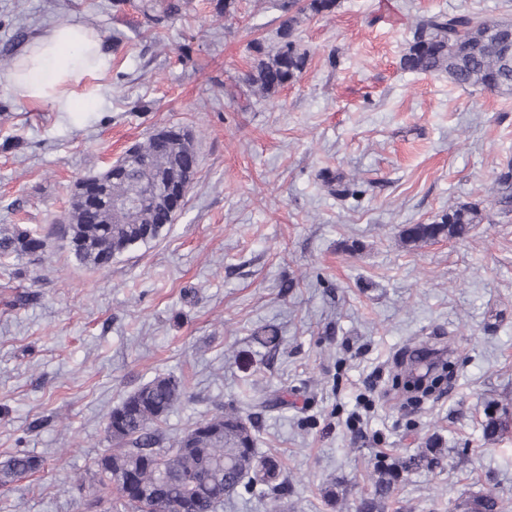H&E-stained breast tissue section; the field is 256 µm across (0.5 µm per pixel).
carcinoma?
Returning <instances> with one entry per match:
<instances>
[{
	"label": "carcinoma",
	"mask_w": 512,
	"mask_h": 512,
	"mask_svg": "<svg viewBox=\"0 0 512 512\" xmlns=\"http://www.w3.org/2000/svg\"><path fill=\"white\" fill-rule=\"evenodd\" d=\"M184 0H163V18L179 15ZM337 0H282L288 14L273 50L258 42L250 71L242 82L261 94L271 95L299 79L307 62L296 34V15H323L336 9ZM512 24L490 21L475 11L434 13L420 18L413 39L400 59L404 71L448 75L457 86L474 91L512 92ZM132 150L149 159L134 165L122 157L111 170L79 180L67 222L47 233L17 224L0 234V259H20L43 251L47 239L58 235L68 240L81 263L107 267L130 247L157 238L173 223L177 213L168 196V183L187 170L197 172L198 154L192 137L181 128L151 135ZM144 179L159 186L154 199L121 219L107 220L102 202L125 192L131 180ZM490 204L501 214L512 213V163L495 177ZM484 220L478 203H461L429 223L411 224L403 232L412 244L440 239H462L472 225ZM185 395L182 382L157 377L127 396L108 416L107 429L113 448L96 462L94 477L104 489H116L117 497L100 496L109 503L106 512H218L224 499L243 487L259 490L278 508L288 481L281 463L258 453L254 427L236 411H221L164 445L161 425ZM415 465L401 459L375 469L374 497L363 500L358 512H373L389 498L399 471ZM41 461L26 453L0 462V487L37 470Z\"/></svg>",
	"instance_id": "carcinoma-1"
}]
</instances>
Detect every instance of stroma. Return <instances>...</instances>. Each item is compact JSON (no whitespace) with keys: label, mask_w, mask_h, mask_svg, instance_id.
<instances>
[{"label":"stroma","mask_w":512,"mask_h":512,"mask_svg":"<svg viewBox=\"0 0 512 512\" xmlns=\"http://www.w3.org/2000/svg\"><path fill=\"white\" fill-rule=\"evenodd\" d=\"M145 0H0V53L49 28L97 31L109 69L83 123L0 85V228L53 224L77 181L169 126L188 129L198 173L174 224L98 269L65 241L0 268V460L42 466L0 487V512H82L72 487L112 442L108 415L159 376L185 396L181 436L234 409L288 478L280 512H356L377 462L440 450L404 473L378 512H512V218L487 212L462 240L401 232L488 200L512 162V95L402 70L417 17L512 0H338L301 15V78L264 96L241 82L253 45L274 47L278 0H186L153 23ZM357 182L332 195L326 177ZM275 329L279 346L258 341ZM453 368L416 404L405 368ZM497 421L486 435L488 421Z\"/></svg>","instance_id":"obj_1"}]
</instances>
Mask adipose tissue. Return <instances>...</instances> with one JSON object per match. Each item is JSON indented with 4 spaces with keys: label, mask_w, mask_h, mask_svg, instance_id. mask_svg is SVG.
Listing matches in <instances>:
<instances>
[{
    "label": "adipose tissue",
    "mask_w": 512,
    "mask_h": 512,
    "mask_svg": "<svg viewBox=\"0 0 512 512\" xmlns=\"http://www.w3.org/2000/svg\"><path fill=\"white\" fill-rule=\"evenodd\" d=\"M98 34L80 25L51 28L36 42L20 71L6 87L20 101L49 105L53 111L81 116L96 111L102 90L96 78L109 67Z\"/></svg>",
    "instance_id": "1"
}]
</instances>
